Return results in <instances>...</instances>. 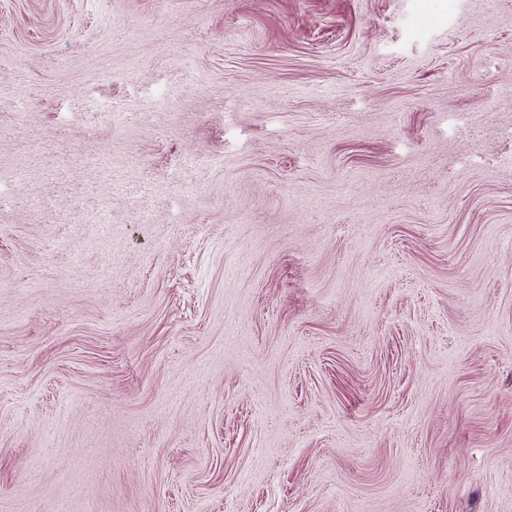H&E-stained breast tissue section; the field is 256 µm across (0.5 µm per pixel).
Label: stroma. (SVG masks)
<instances>
[{
	"label": "stroma",
	"mask_w": 512,
	"mask_h": 512,
	"mask_svg": "<svg viewBox=\"0 0 512 512\" xmlns=\"http://www.w3.org/2000/svg\"><path fill=\"white\" fill-rule=\"evenodd\" d=\"M0 512H512V0H0Z\"/></svg>",
	"instance_id": "1"
}]
</instances>
